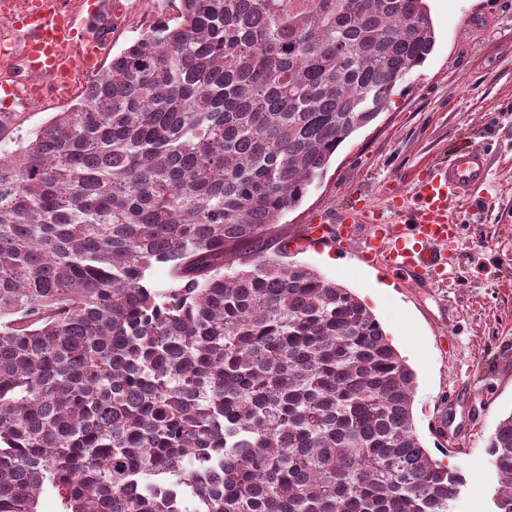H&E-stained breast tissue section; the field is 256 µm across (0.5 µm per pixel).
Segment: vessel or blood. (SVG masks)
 <instances>
[{
    "label": "vessel or blood",
    "mask_w": 512,
    "mask_h": 512,
    "mask_svg": "<svg viewBox=\"0 0 512 512\" xmlns=\"http://www.w3.org/2000/svg\"><path fill=\"white\" fill-rule=\"evenodd\" d=\"M45 0H0V26L10 30L21 45L17 57L22 72L49 80L52 89L70 90L72 73L87 70L105 52L104 28L112 18V0H93L89 13L94 22L82 26L77 15L48 10ZM487 162L478 149L455 153L448 164L419 172L412 204H398V228L386 217L363 206L343 211L338 225L312 224L309 240L343 244L355 236L363 238V259L383 262L389 269L432 281L448 258L440 245L453 236L458 226L449 214L450 204L469 195L486 175ZM367 224L359 234V224Z\"/></svg>",
    "instance_id": "1"
}]
</instances>
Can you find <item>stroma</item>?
<instances>
[{
    "instance_id": "35a3bbf8",
    "label": "stroma",
    "mask_w": 512,
    "mask_h": 512,
    "mask_svg": "<svg viewBox=\"0 0 512 512\" xmlns=\"http://www.w3.org/2000/svg\"><path fill=\"white\" fill-rule=\"evenodd\" d=\"M435 45L393 93L386 110L338 148L300 206L282 216L283 236L335 220L366 194L379 207L387 191L413 197L420 170L476 148L488 160L484 186L452 203L458 224L443 246L444 286L419 284L362 264L354 250L309 246L291 261L365 297L389 284L369 308L415 371L413 417L424 447L458 468L465 484L452 512H492L498 477L487 440L512 413V0H428ZM168 0H117L110 54L157 20ZM448 417V436L434 421Z\"/></svg>"
}]
</instances>
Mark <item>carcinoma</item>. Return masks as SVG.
Returning a JSON list of instances; mask_svg holds the SVG:
<instances>
[{
    "label": "carcinoma",
    "instance_id": "1",
    "mask_svg": "<svg viewBox=\"0 0 512 512\" xmlns=\"http://www.w3.org/2000/svg\"><path fill=\"white\" fill-rule=\"evenodd\" d=\"M178 2L0 152V512H450L413 370L269 247L431 54L427 0ZM488 448L512 512V413Z\"/></svg>",
    "mask_w": 512,
    "mask_h": 512
}]
</instances>
